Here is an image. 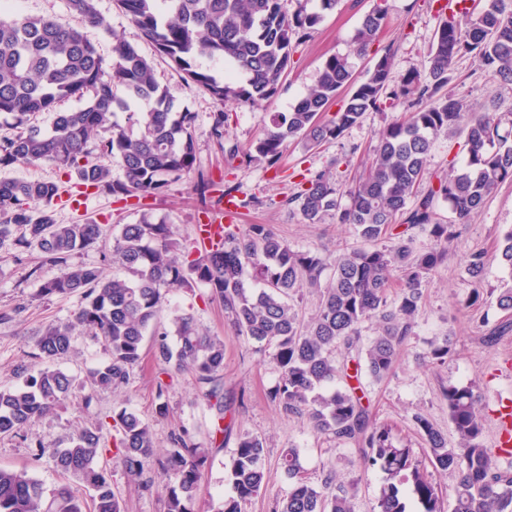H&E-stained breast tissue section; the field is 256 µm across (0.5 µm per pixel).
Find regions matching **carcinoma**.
<instances>
[{
  "instance_id": "cac0c4a2",
  "label": "carcinoma",
  "mask_w": 512,
  "mask_h": 512,
  "mask_svg": "<svg viewBox=\"0 0 512 512\" xmlns=\"http://www.w3.org/2000/svg\"><path fill=\"white\" fill-rule=\"evenodd\" d=\"M339 2L319 0L317 11L300 2L290 12L283 0H114L142 38L183 73V80L204 88L218 104L230 99L259 104L273 98L291 66L294 44L309 38L323 14ZM66 8L85 25L107 29L96 0H66ZM388 14V0H377L363 16L354 37L358 55H366L379 40ZM470 54L492 77L512 84V0H478L472 7L457 0L438 28L424 70L409 72L394 87L389 86L394 59L390 45L359 83L348 57L329 56L307 93L289 111L274 113L262 136L243 151L235 143L224 147L230 114L212 113L210 137L226 154L241 153L278 169L290 142L314 147L339 138L369 111L406 106L403 117L380 131L364 174L349 184L325 173L312 174L290 199L310 224L336 212L338 223L349 226L363 243L334 257L296 250L265 224H226L223 238L209 241L196 254L176 238L171 225L144 213L137 223L124 224L112 235L111 262L124 275L109 277L98 266L70 263L76 253L103 239L104 225L57 223L55 205L62 191L55 182L0 179V249L38 250L60 266L40 293L80 294L84 300L72 320L48 326L37 341L36 357L47 366L26 374L19 386L0 387V434L21 431L62 405L77 387L86 391L88 407L97 392L127 385L148 333L162 362L191 374L205 389L214 409V432L230 430L223 422L235 400L220 389L224 343L201 333L190 315L166 312L172 289L201 284L211 299L222 303L239 335L273 349L279 380L271 401L284 413L306 416L316 433L354 445L368 467L383 473L377 512H408V494L419 512H445L447 498L451 512H512V473L500 470L496 455L483 444L485 417L481 395L473 387L444 391L457 435L451 448L425 414L412 415L425 458L454 475L446 498L428 479L415 450L399 445L393 426L376 423L364 403L362 377L380 381L391 372L413 334L423 288L448 258V247L490 193L512 181V120L467 113L460 100L444 91L453 63ZM201 59L222 62L241 79L218 76L201 67ZM344 87L350 88L349 97L330 120L320 121V113ZM70 99L81 106L58 111ZM50 112L56 117L51 130L44 131L35 119ZM120 113L126 114L123 123L117 119ZM194 120L157 80L153 62L136 46L113 38L108 64L86 32L65 18L0 17V126L15 129L0 136L1 170L49 163L78 187L118 200L160 196L186 177L202 203L214 197L230 202L231 186L196 171ZM460 126L465 130L461 163L451 166L437 187L416 196L434 140ZM102 158L116 160L124 179H112ZM439 197L453 214L447 224L435 212ZM404 211L406 223L433 238L429 251L416 255L412 237L392 233L393 221ZM382 239L391 245L378 246ZM496 258L509 276L498 289L496 303L512 314V229L503 234ZM488 261L485 252H470L469 276L482 280ZM251 271L264 287H245ZM396 274L401 287L392 300L389 288ZM306 289L319 292V306L302 321L293 301ZM367 321L376 323L375 335L363 344L360 328ZM80 328L96 336L109 353L106 363L81 380L55 367L70 354ZM171 335L176 337L173 346ZM452 354V341L445 338L431 344L424 358L444 363ZM104 426L100 418L89 421L63 448L38 444L40 455L49 456L62 474L81 481L88 497L76 496L67 484L48 493L27 469L0 467V512H124L112 489L111 472L98 463ZM112 429L115 462L127 476L141 477L156 463L149 424L123 407L113 412ZM264 457L263 439L248 433L238 437L228 472L234 496L223 500L218 512H242V504L260 491ZM208 459V449L198 446L187 430L170 436L165 460L156 463L165 477L167 512H193ZM280 460L291 488L276 502L275 512H353L352 494L336 484L333 472L324 474L317 488L299 449H284Z\"/></svg>"
}]
</instances>
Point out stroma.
Listing matches in <instances>:
<instances>
[{"instance_id":"1","label":"stroma","mask_w":512,"mask_h":512,"mask_svg":"<svg viewBox=\"0 0 512 512\" xmlns=\"http://www.w3.org/2000/svg\"><path fill=\"white\" fill-rule=\"evenodd\" d=\"M445 0H388L389 23L380 39L381 46H393L394 62L391 84H399L409 70L423 69L434 42L441 17L438 8ZM375 0H340L336 10L324 14L312 37L298 45L292 64L284 76L279 93L259 105L227 103L217 106L202 88L185 83L180 74L158 59L153 46L144 41L137 27L114 5L113 0H97L99 13L109 24L108 31L88 29V37L103 58H110L114 38L134 44L156 62L157 77L172 94L195 114L197 167L214 179L231 185L239 203L234 212L224 205L200 203L189 180L172 183L159 197L128 201L115 200L106 193L83 197L80 206L59 201L58 223L70 224L85 218L105 225L109 236L95 247L74 255V263L116 268L107 261L112 250V233L122 225L136 223L143 212L171 224L176 236L187 248L199 242L196 226L205 216L226 224H266L281 238L299 250H315L333 255L357 240L349 227L337 224L335 215H327L318 224L303 219L289 199L300 188L303 175L326 173L346 182L363 164L377 144L379 132L402 112L401 107L365 113L356 125L337 139L308 149L301 143L289 144L282 170L239 156L229 158L220 152L210 137L211 115L217 109L230 112L226 141L248 146L268 125L271 113L288 111L292 104L316 81L325 59L334 53L349 56L356 80H363L372 66V56L353 55V38L360 19ZM448 91L461 100L468 111L512 113V84L494 81L470 55L457 59L449 73ZM463 130L436 138L427 170L419 186L427 192L447 175L450 161L457 155ZM512 228V181L502 183L463 227L456 247L447 261L432 275L424 290L422 305L415 318L414 333L403 346L390 375L378 383H366L370 410L376 422L396 426L404 446L419 448L421 439L411 416L420 411L448 439L456 434L448 416V402L443 395L451 386L472 385L487 405L484 444L492 446L498 430L493 412L495 397L512 394V376L505 368L512 364V331L491 345L478 338L486 330L507 320V313L496 305V288L505 277L498 263H490L485 279L473 283L465 269V253L481 250L494 255L502 235ZM57 266L43 260L39 252L15 260L12 252L0 250V387L20 384V366H35L36 342L46 325L64 322L81 305L80 295L67 297L39 294L44 280L56 276ZM480 290L483 300L470 308L466 300L472 290ZM202 286L178 289L170 296L171 308L191 314L204 332L224 342V393L238 398L235 433H250L266 441L265 484L260 492L243 504V512H272L283 498L289 481L280 465L284 448L300 449L313 484H320L326 471H333L338 483L352 486L354 512H374L384 483L380 471L364 467L362 458L351 445L317 436L306 418L281 412L268 397L278 374L271 362L272 350L238 336L224 315L223 307L208 300ZM451 337L455 353L448 362L430 364L422 356L432 342ZM107 358L103 345L85 331H76L70 356L59 367L68 374L82 377ZM160 365L152 345H145L141 363L136 366L126 386L97 394L92 404H85L83 391H75L66 404L28 424L16 434L0 435V466L27 469L46 489L69 484L76 495L86 490L77 480H64L48 457L37 454L38 444L65 446L68 437L94 417L109 418L124 407L135 410L153 430L158 452L170 446L173 432L188 430L195 443L209 451L194 512H216L220 503L232 496L228 480L235 441H222L212 433V413L190 374L171 381L165 395H158ZM166 401L168 411L159 414V401ZM101 465L110 468L112 485L123 499L125 512H164V502L157 492L143 491L139 481L128 478L116 468L111 450H104Z\"/></svg>"}]
</instances>
